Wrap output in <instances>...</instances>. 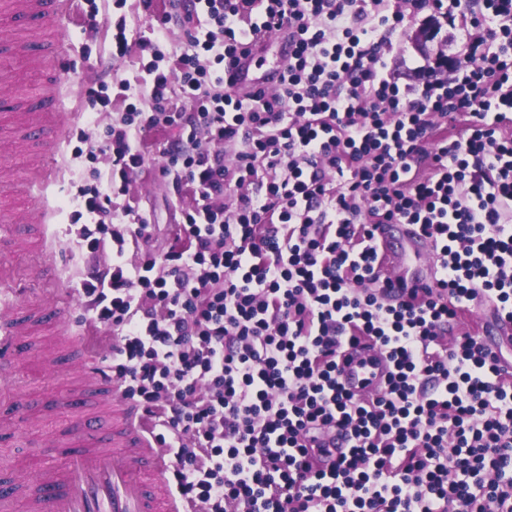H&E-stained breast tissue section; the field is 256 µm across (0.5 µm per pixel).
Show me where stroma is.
<instances>
[{
	"mask_svg": "<svg viewBox=\"0 0 512 512\" xmlns=\"http://www.w3.org/2000/svg\"><path fill=\"white\" fill-rule=\"evenodd\" d=\"M99 21L126 16L133 22L134 46L129 55L115 58L111 55V34L106 29L90 32L79 6H72L69 18L55 22L44 21L35 28L13 30L11 22L0 16V47L16 43L58 44L61 54L55 68L39 70L26 61L17 59L7 78L0 84V98L8 103L0 112V182L16 181L14 193L0 196V225L9 222L43 225L44 232L34 247L13 254L18 275L23 279L29 295L43 305L65 303L70 307L71 329L78 346L87 352L109 353L107 329L97 334L84 330L78 321L83 312L82 300L75 290L80 277L73 258L76 243L66 234L71 208L69 202L78 186L92 182L93 172L107 174L106 163L94 164L74 157L78 132L91 137H102L108 124L119 119L127 103L113 97L111 103L99 107L97 123H89L83 106L86 92L94 75L108 70L112 75L137 81L142 71L141 40L152 35L151 21L142 19L138 0H126L116 6L115 0H96ZM435 22L436 37L433 53L425 55L414 46L412 36L416 29L428 22ZM461 27L441 13L426 9L414 16L404 31L392 37L396 57L388 64L393 76L402 84H418L429 76L430 67L436 66L438 57L457 59L464 43ZM59 102L67 123L60 133L61 159L57 173L43 189V200L31 197L21 187L26 173L24 156L33 152V144L18 135L24 115L30 111L37 95ZM163 158L159 151H151L149 161L141 173L134 176L127 195L119 197L118 205H131L147 214L155 226L150 250L163 249L172 225L181 223L182 202L174 195L160 168ZM51 254L55 266L54 281L44 284L38 258ZM79 362L71 358L49 366L36 361L22 365L15 374L16 393L31 414L30 426L38 437L37 443L21 447L17 441L0 438V473L18 463L38 464L59 459L62 442L70 438L72 412L56 403L58 393L67 388L77 374Z\"/></svg>",
	"mask_w": 512,
	"mask_h": 512,
	"instance_id": "35a3bbf8",
	"label": "stroma"
}]
</instances>
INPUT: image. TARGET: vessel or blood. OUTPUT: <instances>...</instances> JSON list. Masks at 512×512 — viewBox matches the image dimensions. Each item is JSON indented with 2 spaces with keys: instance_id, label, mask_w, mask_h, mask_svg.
I'll return each instance as SVG.
<instances>
[{
  "instance_id": "1",
  "label": "vessel or blood",
  "mask_w": 512,
  "mask_h": 512,
  "mask_svg": "<svg viewBox=\"0 0 512 512\" xmlns=\"http://www.w3.org/2000/svg\"><path fill=\"white\" fill-rule=\"evenodd\" d=\"M72 0H0L13 15L55 13L64 18ZM59 118L34 115L31 136L42 141L36 168L45 180L58 169L60 139L45 137V129L61 128ZM378 235L386 257L381 283L388 294L403 289L430 288L435 283L433 243L408 224H387ZM27 326L0 311V399L11 398L13 389L6 378L11 357L26 344ZM85 370L76 386L67 392L68 403L81 407L97 394L111 395L113 419L104 423L92 415L75 421L77 448L60 463L43 464L34 477L15 474L4 496L0 512H180L172 493L167 468L137 423L134 402L123 398L118 383L105 377L97 356L82 355ZM392 365L376 347L347 351L340 361V381L354 394L384 391Z\"/></svg>"
}]
</instances>
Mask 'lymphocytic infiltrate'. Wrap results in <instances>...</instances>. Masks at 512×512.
<instances>
[{
  "mask_svg": "<svg viewBox=\"0 0 512 512\" xmlns=\"http://www.w3.org/2000/svg\"><path fill=\"white\" fill-rule=\"evenodd\" d=\"M427 8L458 19L462 54L403 88L383 75L392 36ZM270 32L280 76L249 80ZM149 51L139 87L118 82L120 122L78 137L75 155L110 170L78 187L68 233L84 319L111 328L112 376L175 498L189 512H512V372L470 333L442 344L478 300L512 318V0H169ZM171 126L161 174L193 205L166 249L130 258L153 226L112 199L146 135ZM383 224L434 242L436 292L367 287ZM366 342L393 370L358 398L339 358ZM326 427L348 435L344 455L330 458Z\"/></svg>",
  "mask_w": 512,
  "mask_h": 512,
  "instance_id": "lymphocytic-infiltrate-1",
  "label": "lymphocytic infiltrate"
}]
</instances>
